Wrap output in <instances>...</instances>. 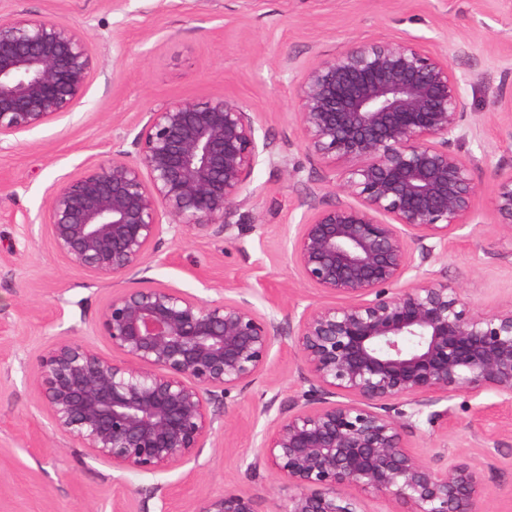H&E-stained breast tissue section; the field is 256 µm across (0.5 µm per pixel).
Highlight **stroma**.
<instances>
[{"mask_svg": "<svg viewBox=\"0 0 512 512\" xmlns=\"http://www.w3.org/2000/svg\"><path fill=\"white\" fill-rule=\"evenodd\" d=\"M16 12L87 33L97 67L73 112L0 144V512H113L118 502L124 512H195L201 498L227 489L251 496L255 512H278L279 483L253 461L278 415L265 410L266 398L290 403L308 388L295 351L273 350L272 372L233 393L234 432L217 435L198 463L163 474L122 472L91 458L39 409L31 384L38 355L67 336L108 352L95 328L99 312L113 293L137 285L92 278L56 251L46 226L49 191L107 158L115 137H134L142 113L169 99H237L295 174L261 162L250 182L256 203L234 217L236 240L165 234L148 276L204 299L244 296L287 322L295 302L320 298L289 260L288 233L310 207L343 196L332 186L333 166L304 150L295 84L280 72L281 58L305 64L350 38L418 37L447 54L457 73L476 77L467 150L510 168L512 116L500 94L512 77V0H0V16ZM486 166L472 173L484 197L479 226L451 234L447 251L422 269L462 285L488 310L512 300V240L498 231ZM496 400L455 393L451 425L423 422L405 436L427 462L442 446L478 467L477 512H512V408L476 415Z\"/></svg>", "mask_w": 512, "mask_h": 512, "instance_id": "1", "label": "stroma"}]
</instances>
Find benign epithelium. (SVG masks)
<instances>
[{"mask_svg": "<svg viewBox=\"0 0 512 512\" xmlns=\"http://www.w3.org/2000/svg\"><path fill=\"white\" fill-rule=\"evenodd\" d=\"M96 59L85 32L26 13L0 18V142L72 111ZM296 73L294 112L307 153L339 163L346 200L302 216L288 253L302 281L331 298L274 312L244 297L203 299L162 285L112 294L97 329L112 355L71 336L43 351L33 382L56 430L112 467L156 475L196 462L215 436L209 405L273 369L293 338L308 383L262 435L254 465L286 492L278 512H366L381 494L410 512H475L478 469L460 456L435 467L405 430L448 421L452 392L512 402V300L482 311L459 285L421 270L448 234L479 218L481 188L462 153L472 119L447 55L417 37L347 41ZM131 143L56 182L47 201L57 251L100 280L149 270L156 244L180 230L234 239L231 218L254 202L255 167L274 162L241 102L174 99L144 113ZM130 148H125V145ZM491 204L512 239V172L493 170ZM341 302L336 303L334 299ZM197 512H255L235 491Z\"/></svg>", "mask_w": 512, "mask_h": 512, "instance_id": "benign-epithelium-1", "label": "benign epithelium"}]
</instances>
